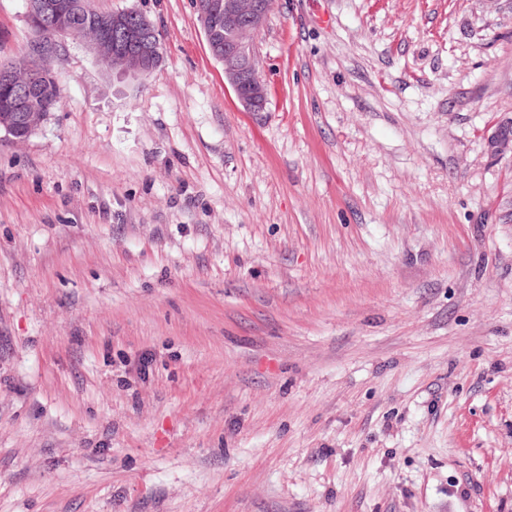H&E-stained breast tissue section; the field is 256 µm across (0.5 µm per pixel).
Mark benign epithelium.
Listing matches in <instances>:
<instances>
[{"label": "benign epithelium", "mask_w": 512, "mask_h": 512, "mask_svg": "<svg viewBox=\"0 0 512 512\" xmlns=\"http://www.w3.org/2000/svg\"><path fill=\"white\" fill-rule=\"evenodd\" d=\"M273 8L272 0H212L201 15L207 37L224 32V52L217 60L223 63L225 78L237 97L252 112L264 111L268 100L267 88L256 68L254 38ZM72 11L73 4L68 0H28L30 20L53 36L30 42L24 62L28 73L25 85L18 87L8 79V72L0 73V89L11 104L0 127L17 142L27 140L49 116L39 90L49 69L47 63L59 55V37L75 34L65 22ZM95 15L99 34L90 46L97 56L113 57L118 62L116 70L133 77L143 78L158 66L157 34L145 17H139L138 25L130 27L122 14L97 11Z\"/></svg>", "instance_id": "obj_1"}]
</instances>
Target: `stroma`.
<instances>
[{
	"instance_id": "obj_1",
	"label": "stroma",
	"mask_w": 512,
	"mask_h": 512,
	"mask_svg": "<svg viewBox=\"0 0 512 512\" xmlns=\"http://www.w3.org/2000/svg\"><path fill=\"white\" fill-rule=\"evenodd\" d=\"M0 129V512H512V0H196ZM26 0H0V61ZM207 9L201 23L208 38L218 35L224 52L216 59L224 65V75L237 97L251 112L266 109L268 91L256 68L254 38L266 25L275 1L198 0ZM213 52V40H208Z\"/></svg>"
}]
</instances>
